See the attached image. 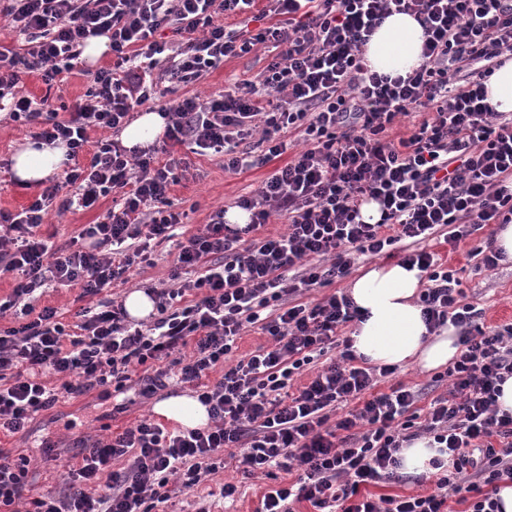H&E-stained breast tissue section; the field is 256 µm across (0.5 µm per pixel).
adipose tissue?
I'll list each match as a JSON object with an SVG mask.
<instances>
[{"instance_id":"1","label":"adipose tissue","mask_w":512,"mask_h":512,"mask_svg":"<svg viewBox=\"0 0 512 512\" xmlns=\"http://www.w3.org/2000/svg\"><path fill=\"white\" fill-rule=\"evenodd\" d=\"M424 29L407 14H392L365 47L369 68L381 74L406 75L422 61ZM67 149L61 144L28 142L12 158L20 184L33 185L65 167ZM423 285L419 269L398 262L375 263L353 279L347 293L361 311L350 333L352 350L362 362L401 367L416 364L431 371L447 365L458 353L454 326L429 332L418 294ZM156 415L185 428L208 423L207 409L189 395L170 396L153 406Z\"/></svg>"}]
</instances>
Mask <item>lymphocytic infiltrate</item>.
Masks as SVG:
<instances>
[{
  "instance_id": "f902f5d3",
  "label": "lymphocytic infiltrate",
  "mask_w": 512,
  "mask_h": 512,
  "mask_svg": "<svg viewBox=\"0 0 512 512\" xmlns=\"http://www.w3.org/2000/svg\"><path fill=\"white\" fill-rule=\"evenodd\" d=\"M255 0H6L0 19L23 35L19 49L0 45V99L11 118L33 126L46 143H64L72 167L20 211H0V271L15 274L0 314L18 309V326L0 330V433L28 432L40 413L64 398L99 391L143 398L177 380L207 406V426L168 428L138 421L111 440H83L82 459L67 486L25 498L30 459L0 451V512L28 500L29 512H153L170 499L171 477L184 488L224 467L238 449L245 472L279 467L295 481L269 489L260 512H290L289 500L318 512H500L501 484L512 482V414L497 398L512 377V324L481 330L482 312L464 303L456 269L421 249L446 233L455 244L489 224L512 223V113L487 103L496 60L512 54V0H268L273 21L258 32L226 30L222 18L251 12ZM423 26L422 62L407 76L368 68L364 48L392 13ZM107 36L112 62L99 68L84 99L60 118L51 95L20 94L23 76L40 72L47 87L79 64L85 41ZM272 44L279 59L256 79L224 94L166 101L164 138L224 156L242 169L240 141L261 131L268 158L291 153L257 194L238 197L249 212L245 230L228 227L224 209L180 244L170 287L147 288L152 323L129 321L109 293L181 224L169 193L180 160L122 145L132 112L156 102L164 82L190 83L224 60ZM413 121L411 134L385 141L388 125ZM110 130L90 141L89 132ZM303 146L289 152L288 135ZM74 188L65 196L64 187ZM117 195L101 221L63 244L38 235L50 211L94 208ZM376 201L378 223L361 218ZM286 233L258 236L274 219ZM408 240L404 265L425 273L420 295L429 329L460 331V353L445 372L452 387L433 399L425 420L411 411L412 389L376 392L384 366L356 362L339 326L354 320L351 298L337 292L312 304L303 291L344 279L355 256L376 257ZM80 288L90 306L66 328L45 289ZM256 327L268 345L234 359L243 331ZM234 366H227V359ZM322 360L302 386L295 377ZM59 377L48 387L44 373ZM359 412L331 419L350 402ZM437 443L430 493L373 497L361 486L397 479L404 443ZM127 465L113 470L117 460ZM105 484L93 495L87 487Z\"/></svg>"
}]
</instances>
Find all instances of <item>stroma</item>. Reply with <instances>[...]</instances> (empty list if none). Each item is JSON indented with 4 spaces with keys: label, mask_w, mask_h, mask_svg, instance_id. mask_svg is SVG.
<instances>
[{
    "label": "stroma",
    "mask_w": 512,
    "mask_h": 512,
    "mask_svg": "<svg viewBox=\"0 0 512 512\" xmlns=\"http://www.w3.org/2000/svg\"><path fill=\"white\" fill-rule=\"evenodd\" d=\"M273 56V51L260 48L250 54L228 59L197 83L188 86L170 84L168 94L175 97L187 92L204 98L222 94L234 83L253 78ZM31 138L29 127L10 121L6 112H0V210L19 211L37 193L36 188L16 183L12 171L13 155ZM174 154L183 158L187 165L180 182L173 186L170 193L174 209L184 214L183 223L178 229L184 238L207 224L218 208H231L237 197L256 192L274 168L285 163L284 158L280 157L233 174L225 172L222 156H200L186 145L175 146ZM111 205V199L105 198L92 209L50 213L39 232L44 236H53L58 242L69 239L76 236L84 225L97 222ZM486 235V230L482 229L453 246L437 236L427 240L425 246L442 263L457 270L467 302L482 308L481 324L487 328L512 323V261L491 270L485 269L473 252L483 243ZM176 254V247H158L153 265L134 271L127 285L115 289V301H122L128 291L156 286L166 280ZM399 383L418 391L420 398L416 407L420 410L427 409L431 400L442 391L435 381L434 372L422 371L412 365L398 368L394 375L378 383L376 389L385 392ZM112 406V400L102 399L94 391L58 403L52 410L36 417L30 433L9 437L0 434V450L31 456L33 492L60 490L65 484L69 464L78 458L80 440L110 437L136 421L153 415L152 400L139 398L133 390L126 394L123 411H113ZM44 439L50 440L53 445L51 455H44L39 447ZM226 481L236 483L240 493L232 501L216 498L213 512H258L268 488L277 483H288L289 475L282 470L272 478L260 473L247 475L229 464L212 480L203 482L194 490L173 495L164 508L166 512H195L196 501L209 493L217 494L221 483Z\"/></svg>",
    "instance_id": "stroma-1"
}]
</instances>
